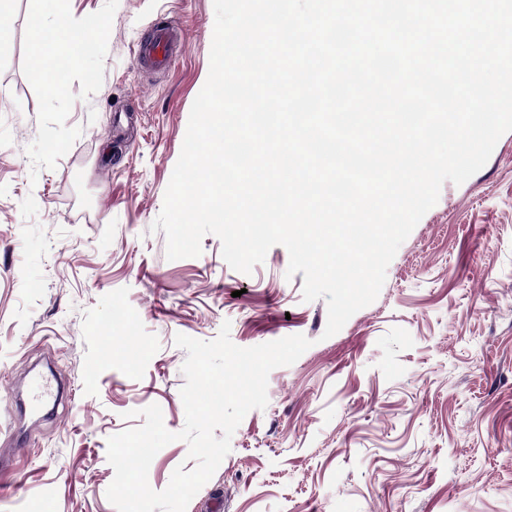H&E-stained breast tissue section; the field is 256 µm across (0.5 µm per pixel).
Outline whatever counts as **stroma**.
Listing matches in <instances>:
<instances>
[{
	"mask_svg": "<svg viewBox=\"0 0 512 512\" xmlns=\"http://www.w3.org/2000/svg\"><path fill=\"white\" fill-rule=\"evenodd\" d=\"M213 0H0V512H116L107 440L159 405L185 424L184 334L230 322L251 347L301 334L272 370L268 404L186 512H512V132L439 199L390 262L369 306L325 337L327 303L273 246L251 274L220 239L168 260L152 231L204 86ZM180 28L175 64L139 72L155 25ZM57 31L93 44L52 84L31 52ZM66 387L53 415L9 437L31 363ZM188 445L148 471L164 490Z\"/></svg>",
	"mask_w": 512,
	"mask_h": 512,
	"instance_id": "35a3bbf8",
	"label": "stroma"
}]
</instances>
